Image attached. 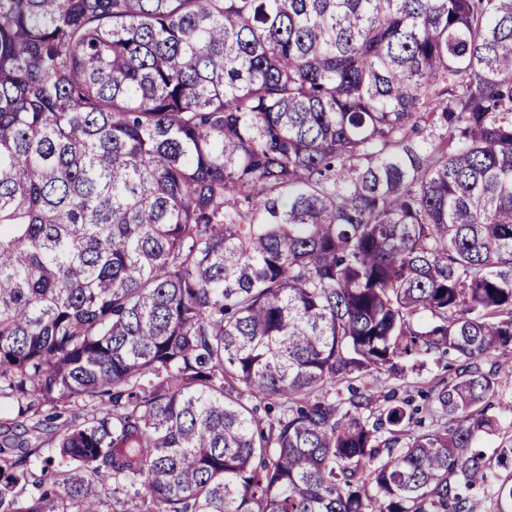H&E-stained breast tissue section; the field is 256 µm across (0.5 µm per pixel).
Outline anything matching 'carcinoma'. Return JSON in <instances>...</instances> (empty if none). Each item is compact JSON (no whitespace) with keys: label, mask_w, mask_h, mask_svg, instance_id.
Wrapping results in <instances>:
<instances>
[{"label":"carcinoma","mask_w":512,"mask_h":512,"mask_svg":"<svg viewBox=\"0 0 512 512\" xmlns=\"http://www.w3.org/2000/svg\"><path fill=\"white\" fill-rule=\"evenodd\" d=\"M499 351L512 0H0V512H512ZM454 376V370H445L443 366H436L432 361L425 360L423 366L419 371L410 374L406 382L389 378L388 375H380V381L386 382L388 387L396 388L400 396H406L409 394H415L416 391L421 387H427L434 378L447 377L451 378ZM34 421L17 418L16 411L8 401L2 400V409L0 411V432L5 431L12 434L24 435V431L29 429ZM510 438H512V415L499 417L498 430L491 434L485 435L481 439V448L486 453L487 457L492 459V464L495 471L505 475L508 473L507 469H503L497 465L495 455H493L495 448L501 446V444H510Z\"/></svg>","instance_id":"cac0c4a2"}]
</instances>
